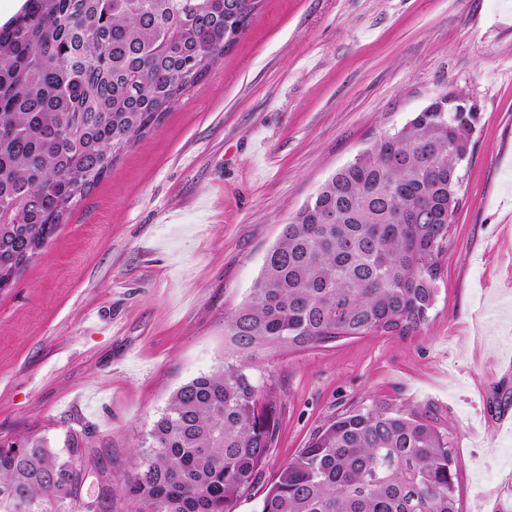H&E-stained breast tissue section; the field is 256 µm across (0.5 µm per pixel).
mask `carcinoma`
I'll return each mask as SVG.
<instances>
[{"label": "carcinoma", "mask_w": 512, "mask_h": 512, "mask_svg": "<svg viewBox=\"0 0 512 512\" xmlns=\"http://www.w3.org/2000/svg\"><path fill=\"white\" fill-rule=\"evenodd\" d=\"M260 0H23L0 24V275L49 241L137 138L198 87ZM197 79H183L186 64ZM474 112H419L333 173L285 225L224 321L235 360L180 386L136 454L126 512H233L278 422L250 353L428 321L462 198L452 148ZM434 418L374 402L339 413L283 464L258 512H462ZM93 451L0 448V512H112L82 495Z\"/></svg>", "instance_id": "1"}]
</instances>
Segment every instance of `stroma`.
I'll list each match as a JSON object with an SVG mask.
<instances>
[{"label":"stroma","instance_id":"obj_1","mask_svg":"<svg viewBox=\"0 0 512 512\" xmlns=\"http://www.w3.org/2000/svg\"><path fill=\"white\" fill-rule=\"evenodd\" d=\"M477 112L454 241L427 322L255 352L279 432L234 512L336 414L375 402L450 431L463 512H512V0H263L200 86L79 200L0 290V444L97 452L120 496L172 394L224 361V319L284 224L337 169L439 94Z\"/></svg>","mask_w":512,"mask_h":512}]
</instances>
